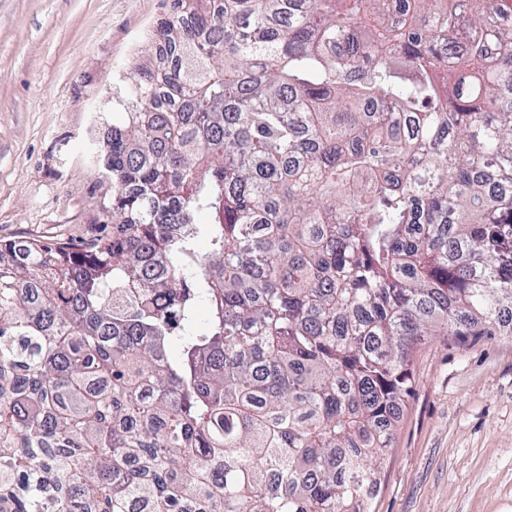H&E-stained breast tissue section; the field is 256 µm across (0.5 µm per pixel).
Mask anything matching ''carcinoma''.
<instances>
[{"label":"carcinoma","instance_id":"obj_1","mask_svg":"<svg viewBox=\"0 0 512 512\" xmlns=\"http://www.w3.org/2000/svg\"><path fill=\"white\" fill-rule=\"evenodd\" d=\"M173 2L112 236L0 244V512H373L417 347L512 333V8Z\"/></svg>","mask_w":512,"mask_h":512}]
</instances>
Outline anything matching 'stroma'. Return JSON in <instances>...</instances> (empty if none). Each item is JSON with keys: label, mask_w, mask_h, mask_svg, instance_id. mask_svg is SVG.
Masks as SVG:
<instances>
[{"label": "stroma", "mask_w": 512, "mask_h": 512, "mask_svg": "<svg viewBox=\"0 0 512 512\" xmlns=\"http://www.w3.org/2000/svg\"><path fill=\"white\" fill-rule=\"evenodd\" d=\"M172 0H0V240L110 234L90 159L120 123L133 60ZM379 474L374 512H512V335L432 336Z\"/></svg>", "instance_id": "obj_1"}]
</instances>
